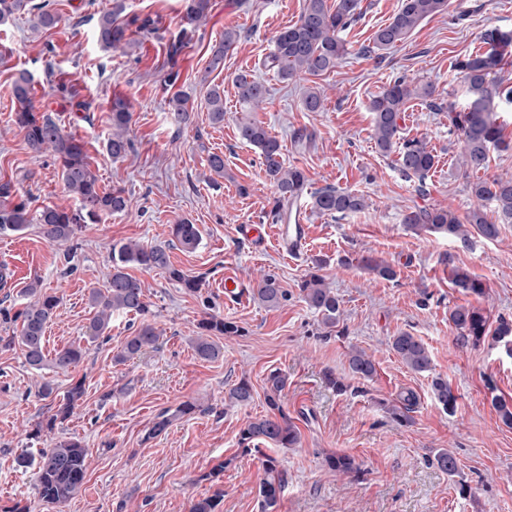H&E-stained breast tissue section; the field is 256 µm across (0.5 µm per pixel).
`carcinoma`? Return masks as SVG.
<instances>
[{"mask_svg": "<svg viewBox=\"0 0 512 512\" xmlns=\"http://www.w3.org/2000/svg\"><path fill=\"white\" fill-rule=\"evenodd\" d=\"M328 6L327 0H305L298 20L278 32L274 51L263 61V66L273 70L282 79H292L300 74L320 76L336 69L348 55L347 43L341 38L359 16L360 0H334ZM211 0H184L181 17L182 25L195 27L207 21ZM448 9V0H401L391 21L378 28L373 35V46L366 52L385 51L404 42L420 23L428 17ZM125 11L124 0H112L111 8L97 17V38L105 49H124L135 44L129 34L130 27L144 33H154L157 28L149 18L143 20L132 16L121 19ZM29 15L32 30L48 32L57 27L58 13L51 8L49 0H0V24L22 15ZM239 33L235 29L224 30V40L216 45L209 60L208 69L224 68V55L236 44ZM481 41L486 46L482 53L469 55L457 62L468 90L467 106L456 110L453 105L444 106L433 101V90L427 86H416L404 80H397L385 87L370 102L373 113V140L383 154H397L400 170L417 182V190H425L428 174L435 166V155L423 139L400 141L401 121L406 105L413 99L427 102L429 108L437 111L448 109V124L457 133L462 143L460 168L467 178V189L478 205L460 221L447 208H419L406 213L403 224L415 233H437L456 239L462 246L470 245L473 235L486 240L499 236L500 225L512 224V178H495L492 181L470 180V173L487 165L489 153L505 146L503 124L494 111L497 98L512 100V88L503 86L497 78L502 68V51L512 45V31L498 27L485 29ZM238 99L242 106L257 109L264 102L267 89L260 81L247 72H240L234 78ZM13 103V124L24 134L30 150L40 155L46 151L53 154L58 163L61 178L68 194L76 197L79 205L71 210L61 206H46L32 214L31 201L20 198L9 199L8 185L0 187V231L22 232L30 224H40L45 238L52 243L71 240L90 222L97 223L102 217L120 213L130 206V198L121 187L102 186L93 171L83 146L49 116L39 115L33 100L31 77L20 71L13 78L10 88ZM206 108L210 120L215 124L224 122V91L214 85L207 91ZM111 133L105 148L114 159L127 154L132 146L128 137L132 119V104L124 97L110 101L108 116ZM239 138L255 147L263 159L265 174L274 189V209L277 212L292 209L307 186L308 178L303 169L287 166L282 157L281 145L269 135L264 126L255 122H242L238 126ZM311 210L317 214L335 215L355 213L365 209L366 198L360 194L326 186L310 193ZM495 202V218L488 217L483 202ZM171 234L180 246L194 250L202 240L196 224L180 220L171 225ZM441 262L450 268L451 282L461 292L481 299L487 294V286L466 270L454 265L453 256L442 257ZM361 264L370 273L382 278L395 276L392 266L374 257H364ZM130 267L158 271L170 280L181 284L190 293L200 292L203 276H189L174 267L168 249L161 245L145 246L137 241L112 245V272L103 290L90 293L89 301L96 309L95 315L86 326V336L94 341L110 328L112 314L133 312L141 317V324L126 337L115 362H124L146 349L158 347L160 336L153 324L147 322L152 315L150 302L142 282L128 272ZM300 298L320 317L326 329L338 327L342 311L336 293L317 273L306 275L298 285ZM25 294L28 302L14 314V321L20 322V329L10 336H0V343L6 347H21L26 363L40 370L50 363L57 373H67L75 368L84 355L79 344H70L57 349L52 357L45 353V332L49 320L59 305V298L43 291L41 281H31ZM253 296L268 308L279 306L288 300V289L284 288L275 275L264 274L254 288ZM448 320L458 331L456 341L462 346L473 347L490 339L501 345L505 353L512 356V318L504 316L497 320L495 329L489 328V318L483 308L474 305H457L449 310ZM238 325L224 318L208 314L199 322L198 335L192 338L193 350L205 361L217 360L224 356V346L215 341L218 336H236ZM391 350L402 363L416 373L432 370V359L423 341L409 332H400L390 341ZM348 369L352 376L370 380L376 373L375 362L362 349L353 347L348 353ZM286 379L272 371L265 380V403L269 413L248 420L239 431V444L245 453H258L263 457V477L258 485L261 512H277L279 502L288 487V473L280 467L276 457L263 453L262 446L292 448L300 443L301 433L285 412L282 395ZM432 392L439 408L452 413L457 408V396L448 386V381L436 377L432 380ZM84 381L71 384L52 415L47 427H52L59 418L65 419L73 412L76 403L84 396ZM227 398L237 405H248L254 399L251 383L240 380L228 392ZM399 404L393 406V415L402 421L409 420L417 403V396L411 390L398 395ZM492 404L499 412L502 422L512 426V402L502 396H493ZM198 409L191 401L181 403L173 412L163 410L157 414L148 436H158L168 430L173 421L190 415ZM437 467L449 475L457 472L456 458L448 449H441L434 455ZM326 465L333 471L350 474L357 470L355 459L348 454L331 453L325 457ZM21 467L35 466V478L41 501L60 505L69 501L84 484L89 469V450L81 441L70 439L56 443L50 448L39 450L38 457L18 458Z\"/></svg>", "mask_w": 512, "mask_h": 512, "instance_id": "obj_1", "label": "carcinoma"}]
</instances>
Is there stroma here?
I'll return each mask as SVG.
<instances>
[{
	"label": "stroma",
	"instance_id": "1",
	"mask_svg": "<svg viewBox=\"0 0 512 512\" xmlns=\"http://www.w3.org/2000/svg\"><path fill=\"white\" fill-rule=\"evenodd\" d=\"M57 28L33 32L26 19L0 25V185L13 197L34 196V208L71 204L51 154L36 155L11 121L10 83L21 69L33 76L35 106L79 141L100 182L118 185L131 199L122 213L87 225L65 244L46 240L39 225L0 234V266L10 278L0 284V301L22 307L23 290L33 277L60 297L46 330V350L86 343L83 336L94 310L92 289L104 287L111 269V247L135 240L168 245L173 265L190 276L206 274L201 294L187 293L164 275L133 269L154 311L160 345L115 363L126 336L140 323L133 314L112 317L107 337L89 345V354L68 374L33 370L20 347L0 345V512L14 504L27 512H191L200 498L223 491L216 512H260L257 489L263 474L260 456L242 453L239 431L247 420L267 414L264 379L279 371L287 379L284 408L301 432L300 443L277 453L288 473V487L277 512H512V428L492 404L493 395L512 398V357L497 347L457 344L448 320L450 307L470 303L452 287L445 254L489 288L483 301L490 320L512 317V224L497 240L473 238L469 247L447 237L408 231L404 214L415 207L442 206L465 216L474 200L457 170L461 151L448 129L446 113L413 100L405 112L402 136L426 139L436 156L426 193L398 168L394 156L381 155L372 139L371 99L390 82L405 79L431 85L438 101L463 106L467 90L455 67L458 58L484 52V29H512V0H448L446 12L424 20L382 56L363 55L374 32L397 12L400 0H361L360 15L343 37L349 54L320 77L284 80L259 63L274 47L276 33L297 21L304 0H211L206 24L186 32L182 0H126V15L159 19V29L136 35L127 49L103 50L96 38L97 12L109 0H54ZM240 38L224 57L223 70L208 71L212 46L225 28ZM184 47L169 59L176 36ZM254 73L268 90L254 112L238 101L234 76ZM66 91H58V83ZM224 90V121L212 124L205 107L211 86ZM319 91L325 108L306 112L302 99ZM193 105L189 119L176 123L168 107L174 93ZM133 105L123 158L105 151L112 97ZM261 123L283 147L286 164L303 169L308 191L325 186L365 195L359 213L331 217L301 212L308 229L301 255L282 254L275 243L256 249L241 238L242 224L268 221L274 189L257 149L240 141L244 119ZM304 129L311 139L295 144ZM224 156V173L208 167L210 154ZM187 219L198 224L202 242L187 251L171 244L170 226ZM371 255L396 271L385 280L359 264ZM328 258L322 271L342 310L338 331H326L298 296L297 283L314 258ZM350 265H343V258ZM234 272L247 286L272 273L289 297L271 309L246 296L224 300V274ZM212 313L238 325V336H223L224 355L199 359L190 340L197 323ZM407 331L430 351L433 370L416 373L391 351L389 342ZM366 351L376 364L373 380L350 377V348ZM346 377L339 394L329 375ZM447 379L458 396L454 414L436 405L433 377ZM84 379L86 394L72 415L51 431H36L48 414L38 394L50 381L63 395L71 380ZM248 379L255 391L250 405L233 406L230 388ZM418 405L412 421L399 423L383 407L405 390ZM194 401L200 411L177 418L155 438H147L155 416ZM80 439L91 464L79 492L48 508L35 488L33 468L16 458L27 449L49 448L63 438ZM442 448L454 452L458 470L448 475L432 459ZM354 457L361 471L330 470V453ZM217 478L209 473L216 465Z\"/></svg>",
	"mask_w": 512,
	"mask_h": 512
}]
</instances>
